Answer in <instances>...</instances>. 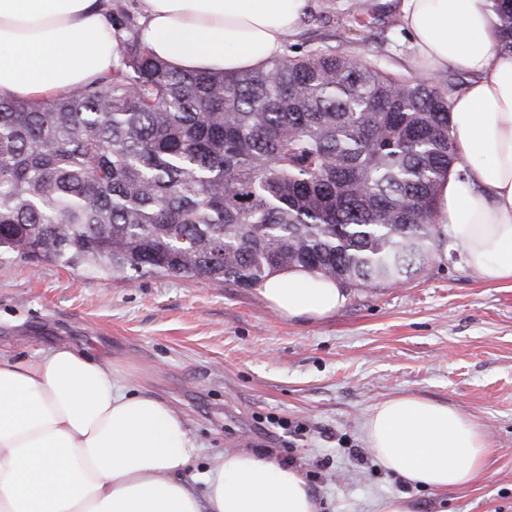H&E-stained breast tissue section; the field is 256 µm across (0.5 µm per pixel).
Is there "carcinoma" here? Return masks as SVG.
Masks as SVG:
<instances>
[{
    "label": "carcinoma",
    "mask_w": 512,
    "mask_h": 512,
    "mask_svg": "<svg viewBox=\"0 0 512 512\" xmlns=\"http://www.w3.org/2000/svg\"><path fill=\"white\" fill-rule=\"evenodd\" d=\"M512 49V0H492ZM112 71L0 96V256L255 288L300 267L400 284L441 236L448 82L310 49L226 75L156 57L129 15Z\"/></svg>",
    "instance_id": "cac0c4a2"
}]
</instances>
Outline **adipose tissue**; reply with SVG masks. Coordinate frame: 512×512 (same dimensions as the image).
<instances>
[{"label": "adipose tissue", "mask_w": 512, "mask_h": 512, "mask_svg": "<svg viewBox=\"0 0 512 512\" xmlns=\"http://www.w3.org/2000/svg\"><path fill=\"white\" fill-rule=\"evenodd\" d=\"M308 0H141L143 42L185 70L261 68ZM401 27L430 71L468 78L451 99L455 170L438 192L441 250L482 280H512V52L490 0H399ZM119 56L107 0H0V95L29 100L88 85ZM258 292L318 320L347 300L334 280L278 272ZM367 447L408 484L448 491L486 469L491 441L449 404L404 393L363 421ZM202 444L185 415L131 388L110 359L70 346L0 357V512H320L300 468L246 448L212 455L204 488L185 478Z\"/></svg>", "instance_id": "ef3b65f1"}]
</instances>
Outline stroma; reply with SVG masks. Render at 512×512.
<instances>
[{
  "mask_svg": "<svg viewBox=\"0 0 512 512\" xmlns=\"http://www.w3.org/2000/svg\"><path fill=\"white\" fill-rule=\"evenodd\" d=\"M289 50L323 46L422 76L397 0H311ZM68 345L110 356L132 386L169 400L203 444L188 474L226 448L291 454L322 512H512V281L488 283L459 250L430 253L412 279L349 293L318 321L288 319L256 290L204 278L0 263V354L28 360ZM412 393L488 433L485 473L441 492L407 484L368 450L370 409Z\"/></svg>",
  "mask_w": 512,
  "mask_h": 512,
  "instance_id": "1",
  "label": "stroma"
}]
</instances>
